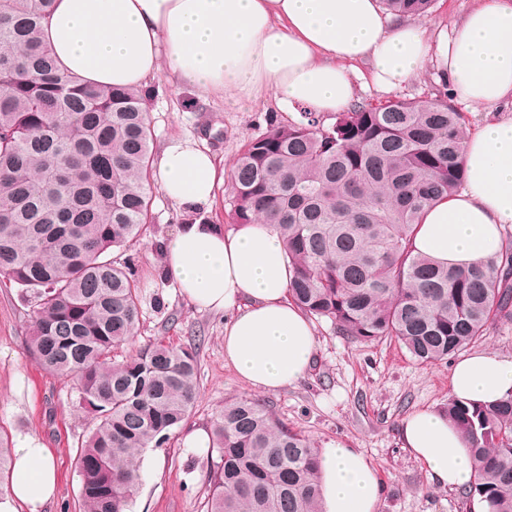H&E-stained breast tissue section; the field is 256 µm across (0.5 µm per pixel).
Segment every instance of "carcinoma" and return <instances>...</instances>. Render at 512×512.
<instances>
[{"label": "carcinoma", "mask_w": 512, "mask_h": 512, "mask_svg": "<svg viewBox=\"0 0 512 512\" xmlns=\"http://www.w3.org/2000/svg\"><path fill=\"white\" fill-rule=\"evenodd\" d=\"M54 0H0V278L37 299L28 350L71 380L95 425L76 456L85 512H125L141 453L163 448L197 398L196 347L160 341L114 351L140 323L134 264L110 250L146 230L153 135L142 91L62 73L40 39ZM435 0H380L422 16ZM464 115L448 96L357 103L274 121L234 164L235 224L282 237L289 295L360 342L394 339L422 365L447 360L512 321V245L468 269L412 251L424 209L458 191ZM478 467L465 494L512 512V396L448 399ZM207 512H319V449L265 402L224 401Z\"/></svg>", "instance_id": "carcinoma-1"}]
</instances>
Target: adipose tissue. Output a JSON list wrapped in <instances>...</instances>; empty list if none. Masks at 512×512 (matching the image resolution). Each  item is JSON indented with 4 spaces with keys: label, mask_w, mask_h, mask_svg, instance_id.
<instances>
[{
    "label": "adipose tissue",
    "mask_w": 512,
    "mask_h": 512,
    "mask_svg": "<svg viewBox=\"0 0 512 512\" xmlns=\"http://www.w3.org/2000/svg\"><path fill=\"white\" fill-rule=\"evenodd\" d=\"M42 41L61 70L103 86L141 89L162 72L204 99L272 94L329 116L356 101L354 73L390 90L436 61L459 101L491 107L512 99V0H479L451 30L427 36L390 23L379 0H55ZM462 190L428 207L416 254L466 268L500 254L512 228V118L467 136ZM224 173L209 150L175 138L160 151L155 180L189 220L163 248L162 265L197 309L227 313L224 360L242 380L275 392L304 379L316 357L315 327L288 296L291 272L273 225L224 231L204 223ZM451 396L492 404L512 393V356L482 350L449 377ZM404 448L437 486L471 485L478 471L462 432L439 411L403 420ZM12 496L0 512H42L57 486L47 448L16 449ZM321 512H377L383 485L364 453L335 443L320 451Z\"/></svg>",
    "instance_id": "adipose-tissue-1"
}]
</instances>
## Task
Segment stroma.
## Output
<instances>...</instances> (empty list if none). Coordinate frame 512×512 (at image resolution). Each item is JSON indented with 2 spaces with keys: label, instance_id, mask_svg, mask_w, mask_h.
Here are the masks:
<instances>
[{
  "label": "stroma",
  "instance_id": "35a3bbf8",
  "mask_svg": "<svg viewBox=\"0 0 512 512\" xmlns=\"http://www.w3.org/2000/svg\"><path fill=\"white\" fill-rule=\"evenodd\" d=\"M448 86L435 65L391 92L358 93L359 101L392 98L435 99ZM155 147L174 137L203 142L232 170L243 146L265 132L270 119L298 117L297 108L273 110L269 99L250 102L233 93L205 100L177 89L163 73L145 88ZM182 214L154 191L151 217L141 238L111 258L134 259L142 316L135 336L116 351L135 356L145 342L173 346L201 339L198 350V399L187 428H210L225 399L262 396L272 415L308 436L316 447L340 442L360 449L384 483L378 512H471L460 489L434 485L400 440V426L412 411L443 408L448 402L451 363L421 365L396 341L357 342L326 319L315 322L317 357L307 376L264 395L244 382L224 361L223 314L197 310L176 287L163 280L160 245L177 232ZM163 308H156V300ZM34 304L17 285L0 280V436L12 447L33 441L48 448L56 466L57 487L44 512H84L75 458L93 421L78 405L73 382L44 370L27 350ZM178 431L163 448L142 455V481L127 512H206L209 476L216 459L210 449L193 450Z\"/></svg>",
  "mask_w": 512,
  "mask_h": 512
}]
</instances>
